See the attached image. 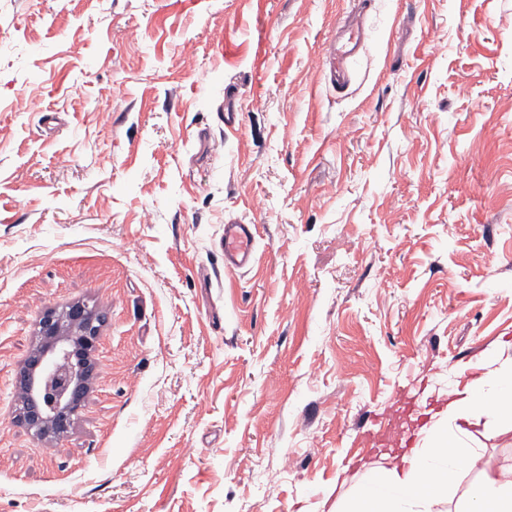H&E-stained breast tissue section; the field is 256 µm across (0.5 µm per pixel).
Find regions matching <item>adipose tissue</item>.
Instances as JSON below:
<instances>
[{"label": "adipose tissue", "instance_id": "ef3b65f1", "mask_svg": "<svg viewBox=\"0 0 512 512\" xmlns=\"http://www.w3.org/2000/svg\"><path fill=\"white\" fill-rule=\"evenodd\" d=\"M471 368L476 378L449 393L399 463L362 473L344 512H434L444 502L453 503V512H512V470L484 461L471 431L485 417L512 431V356L492 351ZM467 462L479 476L464 485Z\"/></svg>", "mask_w": 512, "mask_h": 512}]
</instances>
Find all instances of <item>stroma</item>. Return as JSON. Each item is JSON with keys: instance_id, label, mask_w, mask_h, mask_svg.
<instances>
[{"instance_id": "stroma-1", "label": "stroma", "mask_w": 512, "mask_h": 512, "mask_svg": "<svg viewBox=\"0 0 512 512\" xmlns=\"http://www.w3.org/2000/svg\"><path fill=\"white\" fill-rule=\"evenodd\" d=\"M356 5L0 0V512H310L512 340V0H367L337 91ZM78 301L43 440L17 373ZM365 40L366 31L363 24L344 30L338 36V44L334 47L333 57L330 60V82L333 86L344 88L349 84L350 63ZM255 227L252 224H228L224 227V267L250 266L255 258ZM106 321L105 313L79 302L40 316L41 343L18 373V384L28 393L16 424L41 437L68 432L91 391L97 369L93 354Z\"/></svg>"}]
</instances>
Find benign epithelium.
<instances>
[{"label":"benign epithelium","instance_id":"obj_1","mask_svg":"<svg viewBox=\"0 0 512 512\" xmlns=\"http://www.w3.org/2000/svg\"><path fill=\"white\" fill-rule=\"evenodd\" d=\"M106 321L96 308L79 302L40 316L41 343L18 373L27 398L16 424L41 437L68 432L91 391L97 369L93 354Z\"/></svg>","mask_w":512,"mask_h":512}]
</instances>
